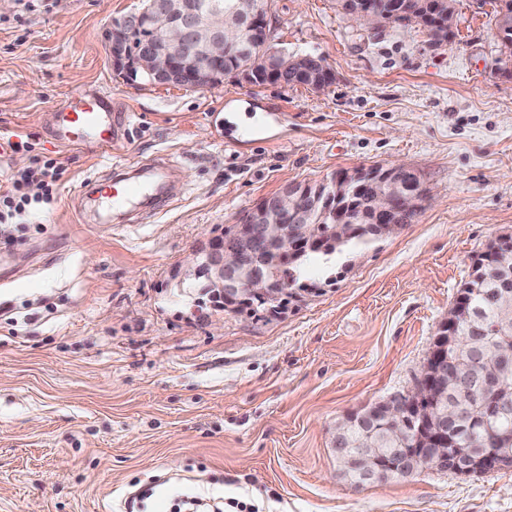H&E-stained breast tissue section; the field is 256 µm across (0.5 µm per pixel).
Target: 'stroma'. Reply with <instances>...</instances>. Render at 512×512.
Returning <instances> with one entry per match:
<instances>
[{"label":"stroma","instance_id":"1","mask_svg":"<svg viewBox=\"0 0 512 512\" xmlns=\"http://www.w3.org/2000/svg\"><path fill=\"white\" fill-rule=\"evenodd\" d=\"M141 0H13L0 11V138L62 166L51 202L0 226V512H512V467L355 485L337 422L409 389L475 258L512 235V76L497 0H457L453 42L371 30L336 0H270L271 46L335 81L130 84L105 32ZM111 93L124 142L66 151L45 115ZM167 155L171 202L140 224L79 222L84 180ZM401 165L426 200L396 235L310 265L279 317L224 310L172 277L207 237L290 183Z\"/></svg>","mask_w":512,"mask_h":512}]
</instances>
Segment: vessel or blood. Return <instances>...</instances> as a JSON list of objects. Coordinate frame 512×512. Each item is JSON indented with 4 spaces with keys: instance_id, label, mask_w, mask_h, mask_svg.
<instances>
[{
    "instance_id": "obj_1",
    "label": "vessel or blood",
    "mask_w": 512,
    "mask_h": 512,
    "mask_svg": "<svg viewBox=\"0 0 512 512\" xmlns=\"http://www.w3.org/2000/svg\"><path fill=\"white\" fill-rule=\"evenodd\" d=\"M125 123L126 117L117 112L111 94L90 91L68 95L53 106L46 126L62 148L108 149L121 142ZM171 169L170 160L161 156L134 168L90 176L86 183L106 211L124 212L127 222L137 223L161 213L168 201L165 183Z\"/></svg>"
}]
</instances>
